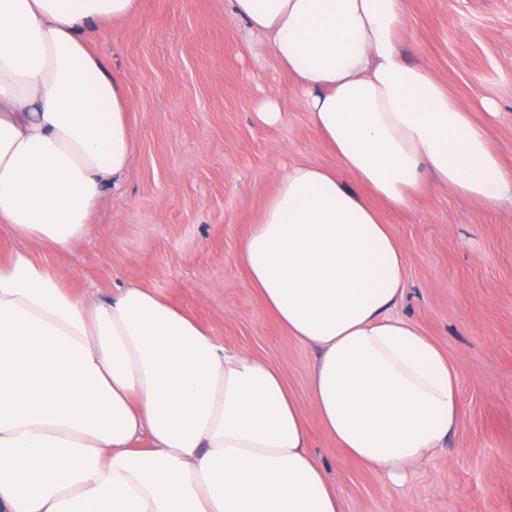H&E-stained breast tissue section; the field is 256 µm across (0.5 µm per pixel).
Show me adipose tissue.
<instances>
[{
  "mask_svg": "<svg viewBox=\"0 0 512 512\" xmlns=\"http://www.w3.org/2000/svg\"><path fill=\"white\" fill-rule=\"evenodd\" d=\"M303 94L336 158L277 173L236 261L318 357L308 399L280 368L129 282L77 293L0 249V512H343L306 420L397 476L460 415L456 364L397 307L408 254L377 210L444 185L486 210L512 195L472 107L406 60V0H230ZM140 0H0V231L73 250L135 142L126 79L93 48Z\"/></svg>",
  "mask_w": 512,
  "mask_h": 512,
  "instance_id": "adipose-tissue-1",
  "label": "adipose tissue"
}]
</instances>
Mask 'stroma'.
I'll list each match as a JSON object with an SVG mask.
<instances>
[{"mask_svg": "<svg viewBox=\"0 0 512 512\" xmlns=\"http://www.w3.org/2000/svg\"><path fill=\"white\" fill-rule=\"evenodd\" d=\"M404 56L485 116L512 168V0H407ZM229 0H141L138 16L97 32L94 47L128 78L136 151L71 253L26 247L77 292L134 280L191 312L218 344L279 367L306 400L315 351L263 307L235 255L278 169L331 166L297 89L260 38H245ZM279 101L267 125L256 105ZM383 217L405 244L401 316L445 349L460 375V416L442 448L392 478L365 469L309 417L308 447L343 512H512V202L486 213L445 187Z\"/></svg>", "mask_w": 512, "mask_h": 512, "instance_id": "35a3bbf8", "label": "stroma"}]
</instances>
